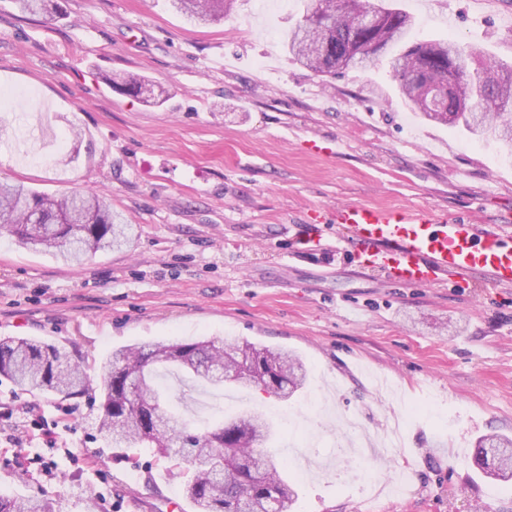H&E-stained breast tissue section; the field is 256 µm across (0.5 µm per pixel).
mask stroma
<instances>
[{"label": "stroma", "mask_w": 512, "mask_h": 512, "mask_svg": "<svg viewBox=\"0 0 512 512\" xmlns=\"http://www.w3.org/2000/svg\"><path fill=\"white\" fill-rule=\"evenodd\" d=\"M417 39L454 40L512 63V0H394ZM299 0H236L197 25L167 0H0V180L36 191H107L135 234L68 264L0 237V338L70 353L86 392L67 401L0 378V494L60 512H197L185 464L98 434L108 354L156 341L281 348L309 370L288 401L165 374L171 404L206 426L268 416L297 492L291 512H512V481L472 465L477 440L512 436V288H392L349 248L310 236L339 202L428 208L512 227V151L424 121L388 66L320 77L292 59ZM134 78L142 97L112 84ZM22 88L34 100L18 97ZM48 135L13 152L29 125ZM58 424L56 445L31 420ZM395 445L400 493L354 477L351 439Z\"/></svg>", "instance_id": "35a3bbf8"}]
</instances>
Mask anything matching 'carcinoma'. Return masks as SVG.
<instances>
[{
	"mask_svg": "<svg viewBox=\"0 0 512 512\" xmlns=\"http://www.w3.org/2000/svg\"><path fill=\"white\" fill-rule=\"evenodd\" d=\"M169 7L205 24L228 14L234 0H168ZM371 8L380 18L377 35L384 38L380 53L357 63L368 67L389 59L399 90L429 121L463 128L482 139L512 147V66L482 59L474 51L447 40L411 42V16L386 0H346L337 8L331 0H308L303 20L288 33L295 59L318 75L342 73L341 58L355 53L372 37L357 25L359 13ZM329 46L326 54L310 55L298 40ZM460 81L458 90L474 101L473 116L462 112L446 117L430 111L418 90L427 81ZM23 245L39 247L67 262H79L100 250L130 243L133 225L112 211L102 192L68 190L37 192L21 183L0 182V234ZM244 358L267 374L263 389L279 399L302 390L308 369L303 360L281 349L252 343L154 342L115 349L100 394L99 432L114 448L144 446L183 460L193 476L185 492L199 512H286L296 496L281 475L287 461L271 448L272 423L262 414L243 410L199 430L166 406L157 373L161 368L190 370L192 379L210 385L250 381L236 370ZM0 377L22 391L43 392L62 399L84 394L86 377L71 356L57 346L24 338L0 339ZM512 449V437H483L474 459L483 472L511 479L507 465L489 454V446ZM0 512H55L52 502L0 495Z\"/></svg>",
	"mask_w": 512,
	"mask_h": 512,
	"instance_id": "cac0c4a2",
	"label": "carcinoma"
}]
</instances>
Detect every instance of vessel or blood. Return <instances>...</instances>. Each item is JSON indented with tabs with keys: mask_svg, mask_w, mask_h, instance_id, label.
Returning a JSON list of instances; mask_svg holds the SVG:
<instances>
[{
	"mask_svg": "<svg viewBox=\"0 0 512 512\" xmlns=\"http://www.w3.org/2000/svg\"><path fill=\"white\" fill-rule=\"evenodd\" d=\"M332 221L348 234L355 262L396 287H466L478 277L512 287V237L481 231L466 219L342 203Z\"/></svg>",
	"mask_w": 512,
	"mask_h": 512,
	"instance_id": "b4317fda",
	"label": "vessel or blood"
}]
</instances>
